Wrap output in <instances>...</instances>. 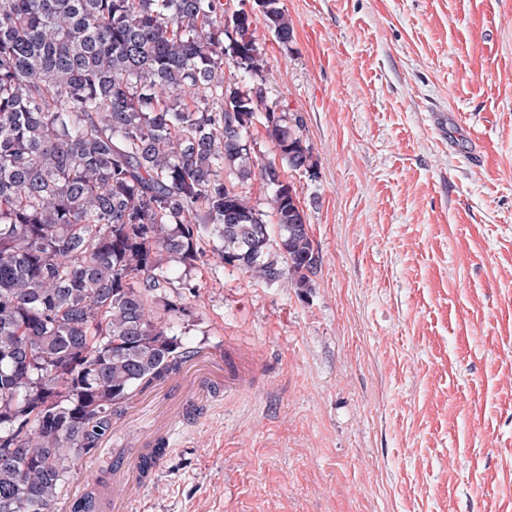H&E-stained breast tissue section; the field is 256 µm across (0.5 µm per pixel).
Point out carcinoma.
Returning a JSON list of instances; mask_svg holds the SVG:
<instances>
[{
	"label": "carcinoma",
	"instance_id": "carcinoma-1",
	"mask_svg": "<svg viewBox=\"0 0 512 512\" xmlns=\"http://www.w3.org/2000/svg\"><path fill=\"white\" fill-rule=\"evenodd\" d=\"M262 12L290 45L280 0ZM226 15L220 0H0V512H53L116 409L201 350L168 290L206 245L313 287L296 189L270 169L316 163L299 119L253 100L268 60ZM259 108L278 163L247 145L252 122L228 121ZM256 179L269 213L242 191ZM68 509L95 512L96 493Z\"/></svg>",
	"mask_w": 512,
	"mask_h": 512
}]
</instances>
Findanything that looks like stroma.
Masks as SVG:
<instances>
[{"label": "stroma", "instance_id": "obj_1", "mask_svg": "<svg viewBox=\"0 0 512 512\" xmlns=\"http://www.w3.org/2000/svg\"><path fill=\"white\" fill-rule=\"evenodd\" d=\"M266 100L311 292L205 254L185 336L252 349L253 393L184 428L130 512H512V0H280ZM263 1L262 12L266 18L268 29L279 44L288 47L293 40V28L280 0Z\"/></svg>", "mask_w": 512, "mask_h": 512}]
</instances>
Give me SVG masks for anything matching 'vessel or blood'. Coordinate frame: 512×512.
I'll return each instance as SVG.
<instances>
[{
    "label": "vessel or blood",
    "instance_id": "vessel-or-blood-1",
    "mask_svg": "<svg viewBox=\"0 0 512 512\" xmlns=\"http://www.w3.org/2000/svg\"><path fill=\"white\" fill-rule=\"evenodd\" d=\"M181 372L156 383L158 392L176 401V408L154 420L145 429L128 426L129 411L120 409L112 418L113 432L122 434L123 454L103 461L101 453L90 456L93 469L109 464L112 481L103 485L101 496L107 512H130V489L146 486L165 461L177 432L201 421L223 397L255 388V371L245 355L214 356L199 353L181 363Z\"/></svg>",
    "mask_w": 512,
    "mask_h": 512
}]
</instances>
